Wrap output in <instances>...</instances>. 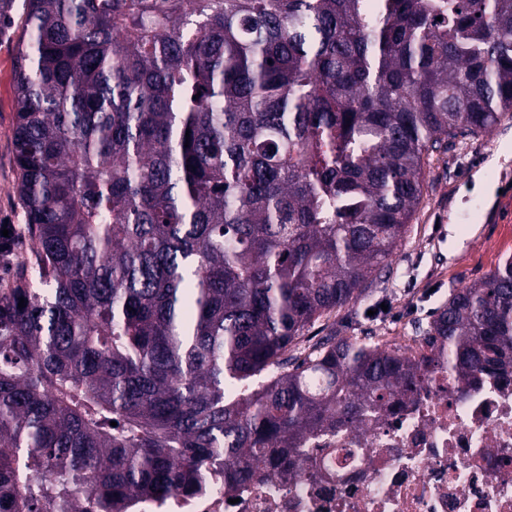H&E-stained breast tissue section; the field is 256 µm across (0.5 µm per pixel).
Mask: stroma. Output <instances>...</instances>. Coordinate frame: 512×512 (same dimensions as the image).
<instances>
[{
  "mask_svg": "<svg viewBox=\"0 0 512 512\" xmlns=\"http://www.w3.org/2000/svg\"><path fill=\"white\" fill-rule=\"evenodd\" d=\"M21 21L0 29V225L25 224L13 153L16 123L13 47ZM512 116L486 134L427 160L419 210L391 272L361 301L317 322L302 345L329 332L362 341L414 336L456 288L480 280L512 256Z\"/></svg>",
  "mask_w": 512,
  "mask_h": 512,
  "instance_id": "35a3bbf8",
  "label": "stroma"
}]
</instances>
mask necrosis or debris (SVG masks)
I'll use <instances>...</instances> for the list:
<instances>
[{"instance_id":"1","label":"necrosis or debris","mask_w":512,"mask_h":512,"mask_svg":"<svg viewBox=\"0 0 512 512\" xmlns=\"http://www.w3.org/2000/svg\"><path fill=\"white\" fill-rule=\"evenodd\" d=\"M312 473L273 472L229 503L220 483L129 512H512V373L465 395L439 377L406 407L311 440Z\"/></svg>"}]
</instances>
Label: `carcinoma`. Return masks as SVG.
<instances>
[{"instance_id":"1","label":"carcinoma","mask_w":512,"mask_h":512,"mask_svg":"<svg viewBox=\"0 0 512 512\" xmlns=\"http://www.w3.org/2000/svg\"><path fill=\"white\" fill-rule=\"evenodd\" d=\"M22 9L35 261L0 295V512H126L216 468L232 494L438 375L512 370L511 256L411 354L286 357L390 270L425 159L512 112V0Z\"/></svg>"}]
</instances>
